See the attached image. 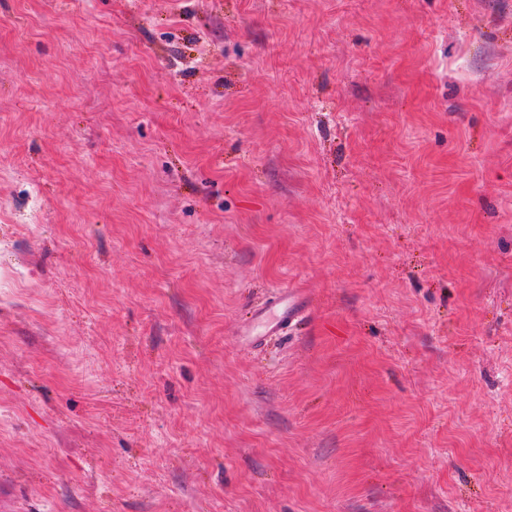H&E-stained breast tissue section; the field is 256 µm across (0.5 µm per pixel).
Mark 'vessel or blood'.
Wrapping results in <instances>:
<instances>
[{
	"mask_svg": "<svg viewBox=\"0 0 512 512\" xmlns=\"http://www.w3.org/2000/svg\"><path fill=\"white\" fill-rule=\"evenodd\" d=\"M304 312L303 293L295 288H281L271 300L253 307L249 318L242 323L240 332L252 344L263 345L280 335Z\"/></svg>",
	"mask_w": 512,
	"mask_h": 512,
	"instance_id": "obj_1",
	"label": "vessel or blood"
}]
</instances>
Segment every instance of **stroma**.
Masks as SVG:
<instances>
[{"label":"stroma","mask_w":512,"mask_h":512,"mask_svg":"<svg viewBox=\"0 0 512 512\" xmlns=\"http://www.w3.org/2000/svg\"><path fill=\"white\" fill-rule=\"evenodd\" d=\"M0 512H512V0H0ZM305 297L297 288H279L275 297L255 305L249 318L240 326L242 336L254 345H265L279 336L299 316L305 314Z\"/></svg>","instance_id":"stroma-1"}]
</instances>
